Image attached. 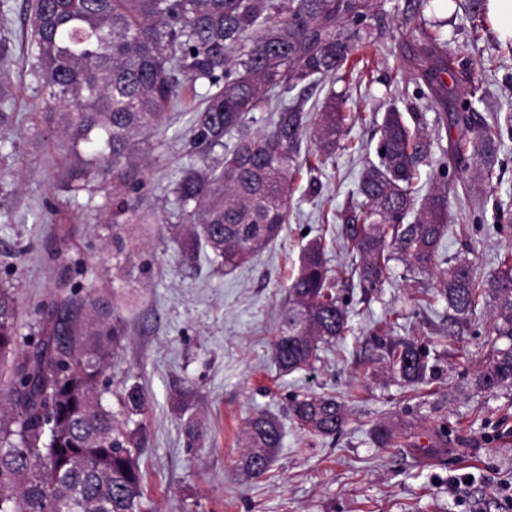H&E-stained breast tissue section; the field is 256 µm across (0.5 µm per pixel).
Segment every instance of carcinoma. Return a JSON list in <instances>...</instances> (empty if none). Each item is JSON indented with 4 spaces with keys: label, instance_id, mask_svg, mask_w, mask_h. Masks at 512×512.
<instances>
[{
    "label": "carcinoma",
    "instance_id": "obj_1",
    "mask_svg": "<svg viewBox=\"0 0 512 512\" xmlns=\"http://www.w3.org/2000/svg\"><path fill=\"white\" fill-rule=\"evenodd\" d=\"M26 52L41 101L36 126L57 128L64 140L54 161V190L77 207L93 210L104 194L113 258L130 261L125 240L159 218L143 207L148 163L140 145L164 128L178 109V92L206 84L211 93L189 120L188 162L180 168L168 225L182 260L211 254L218 269L232 271L259 254L288 223L301 144L313 139L319 161L332 157L349 126L362 114L344 111V98L331 94L306 108L292 95L343 70L353 73V42L373 43L360 26L372 0H24ZM405 19L419 45L418 59L435 63L418 69L439 96L448 71V41L441 22L428 25L419 11ZM474 23L485 20V0H459ZM358 25L343 35L337 27ZM450 116L458 137L440 166L465 165V192L482 195L491 178L502 127L512 113L476 127L473 100ZM264 122L254 132L251 125ZM427 119L384 113L377 144L378 163L365 168L357 187L359 207L336 215L351 272L365 288L382 287L390 262L435 282L434 299L448 306L452 326H462L488 296L497 300L496 335L512 341V248L485 278L463 259L443 269L439 249L448 233V187L422 197L419 167L432 165ZM412 221H407L408 217ZM61 270L39 333L23 337L17 301L0 288V512H142L140 457L147 445L144 422L149 400L138 377H107L126 336L117 295L92 293L94 270L76 240L75 227L62 224L55 238ZM325 242L303 247L296 276L288 285L286 309L273 344L280 371L292 373L319 360L322 347L350 331V312L329 288ZM390 366L413 385L428 369L427 351L408 341L389 345ZM483 390L512 385V344L495 349L475 378ZM291 412L301 429L334 436L345 423L333 396L294 398ZM236 469L266 473L282 441L279 421L265 412L243 430Z\"/></svg>",
    "mask_w": 512,
    "mask_h": 512
}]
</instances>
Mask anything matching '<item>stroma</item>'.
<instances>
[{
    "label": "stroma",
    "mask_w": 512,
    "mask_h": 512,
    "mask_svg": "<svg viewBox=\"0 0 512 512\" xmlns=\"http://www.w3.org/2000/svg\"><path fill=\"white\" fill-rule=\"evenodd\" d=\"M413 4L374 0L365 24L384 35L368 50L371 63L362 80L348 86L327 78L309 88L313 102L348 92L364 119L349 127L322 170L297 176L279 238L250 263L222 273L204 261L195 268L184 264L160 221L128 241L132 261L117 265L101 225L54 192L52 158L32 145L37 86L21 48L23 0H11V23L0 28V38L12 48L0 72L11 83L14 114L0 147V284L15 294L21 334L34 335L38 307L51 301L58 274L47 211L53 205L89 242L86 260L98 291L120 289L131 300L117 369L138 376L152 406L141 458L143 512H512V386L485 391L474 383L493 355V301L480 302L472 320L449 335L445 304H418L432 280L408 276L399 262L376 292L351 276L332 279L350 302L352 329L324 346L320 361L285 376L272 354L287 306L285 287L297 273L303 246L324 236L328 267L352 264L336 214L358 200L356 187L377 158L378 126L388 106L424 113L435 151L457 136L436 125L444 108L417 79L413 46L401 37ZM455 8L454 0H430L424 10L448 20L453 69L443 81L458 105L468 99L472 83L482 84L484 100L475 112L488 122L495 113L512 112V52L491 24L472 30ZM208 91L203 84L181 90L182 109L160 134L166 159L149 169L144 199L160 220L175 207L171 183L185 161L190 110ZM420 174L424 189L454 190L441 267L465 258L489 274L512 247V133L502 134L480 205L461 193V170L432 165ZM461 221L467 234L455 231ZM401 339L429 352L423 384L404 385L388 366L386 348ZM303 394L342 402L343 430L322 437L299 429L290 406ZM259 411L279 420L283 440L268 472L248 478L235 462L244 425ZM189 418L202 430L192 446L183 427ZM382 424L395 432L386 448L375 434Z\"/></svg>",
    "instance_id": "obj_1"
}]
</instances>
